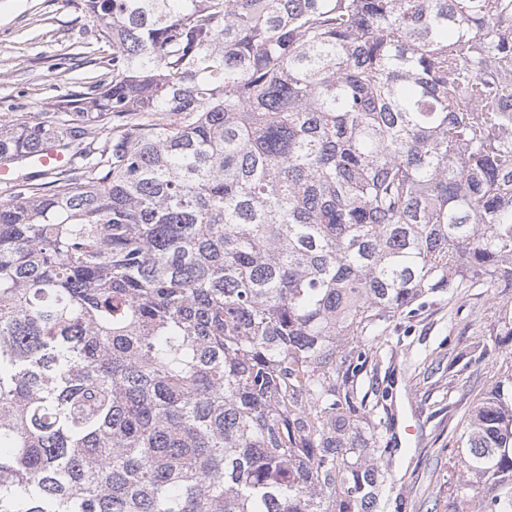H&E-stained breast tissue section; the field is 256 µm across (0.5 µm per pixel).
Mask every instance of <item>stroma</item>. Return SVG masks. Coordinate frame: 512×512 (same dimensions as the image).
Returning <instances> with one entry per match:
<instances>
[{
	"instance_id": "obj_1",
	"label": "stroma",
	"mask_w": 512,
	"mask_h": 512,
	"mask_svg": "<svg viewBox=\"0 0 512 512\" xmlns=\"http://www.w3.org/2000/svg\"><path fill=\"white\" fill-rule=\"evenodd\" d=\"M93 65L82 66L83 57ZM112 75V45L91 17L86 0H0V117L53 112L67 93L92 77ZM512 308V287L473 288L455 298L430 299L418 316L392 331L388 380L395 394L394 435L406 421L422 424L397 467L398 499L391 512H447L448 433L467 411L512 340L499 323ZM483 338L479 367H450L466 340Z\"/></svg>"
}]
</instances>
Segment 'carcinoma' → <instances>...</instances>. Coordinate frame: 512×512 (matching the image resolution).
Masks as SVG:
<instances>
[{"label":"carcinoma","instance_id":"cac0c4a2","mask_svg":"<svg viewBox=\"0 0 512 512\" xmlns=\"http://www.w3.org/2000/svg\"><path fill=\"white\" fill-rule=\"evenodd\" d=\"M87 2L112 79L0 119L70 156L0 200V512H388L391 327L512 285V0ZM444 449L512 512V361Z\"/></svg>","mask_w":512,"mask_h":512}]
</instances>
